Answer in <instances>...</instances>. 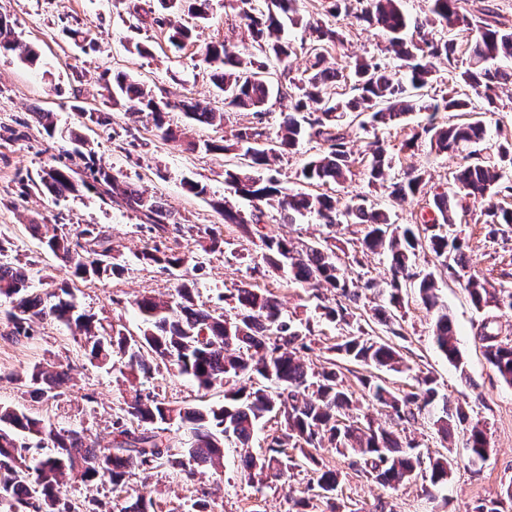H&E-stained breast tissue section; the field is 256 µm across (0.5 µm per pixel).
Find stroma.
Masks as SVG:
<instances>
[{"mask_svg": "<svg viewBox=\"0 0 512 512\" xmlns=\"http://www.w3.org/2000/svg\"><path fill=\"white\" fill-rule=\"evenodd\" d=\"M155 4L156 0H0V15L7 17L16 35L39 53L33 65L10 56L0 57V127L14 128L20 134L15 141L0 139V238L6 240L15 263L27 270L34 291L41 292L56 288L66 273L60 260L30 235L29 225L64 224L73 231L87 224L104 226L126 270L118 277L80 284L75 302L96 318L130 328L138 323L131 300L142 294L168 298L176 277L159 266L137 260V252L152 242L138 213L103 203L82 186L58 198L38 193L18 197L21 178L66 164L74 149L70 140L48 137L37 121L38 113L53 112L58 128L80 136L99 166L145 196L166 204L182 229L161 239L159 248L181 245L196 251L200 245L196 236L188 233V226L219 229L224 249L206 254L204 266L194 279L196 301L215 308L220 296L253 281L252 259L261 248L259 237L242 236L214 207L229 194L224 171L233 155L222 152L221 147L242 126L259 123L267 132L276 133L290 107L288 99L275 95L262 114L234 112L221 127L189 124L183 112L175 109L169 112L167 121L184 136L174 142L166 140L146 114L113 106L103 89L102 75L106 72L125 73L159 99L191 98L223 110L224 95L214 86L211 70L203 61L205 49L223 42L243 54L251 50L235 0H211L205 21L185 10L176 13L178 24L192 31L191 40L179 48L171 45L168 26L142 24L133 17V10L147 11ZM76 29L87 34L89 46L75 41L72 32ZM343 31V45L331 53L332 61L339 65L357 56L379 54L386 46L384 36L376 30L347 25ZM86 109L100 112L101 123L86 121L82 115ZM425 121V114L416 113L400 126L374 130L353 125L346 129L355 158H362L367 143L378 137L390 152L401 155L404 165L424 169V193L395 200L384 189L369 191L358 174L333 188V195L345 203L356 194L369 193L371 200L390 210L397 223H413L429 193L450 183L460 163L459 157L452 155L403 150L402 143L410 130ZM323 148L322 142L307 140L296 153L274 161L272 173L287 192L302 189L298 174L303 164ZM190 180L198 184V191L187 188ZM260 229L262 234L297 242L328 239L350 278L380 282L385 277L383 256L369 255L358 262L353 259L363 225L328 227L313 215L284 224L276 222L268 208ZM457 230L467 244L471 269L487 273L494 287L512 290V231L493 234L491 226L483 223L481 207L476 203L462 216ZM263 283L281 300L285 314L313 324L315 334L306 360L325 355L327 347L336 343L338 331L333 323L321 318L311 290L276 276L264 278ZM403 296L404 304L397 312L402 335L394 344L411 370L384 373V380L393 388L407 390L415 387L416 376L433 375L440 395L467 403L471 420L485 429L490 440L489 456L478 466H471L462 436L445 444L429 421L419 419L405 425L406 435L419 442L422 452L435 455L447 451L458 461L443 490V499L426 496L417 481L395 488L380 486L356 474L349 457L330 447L318 453L322 467L339 474L344 500L352 512H372L378 504L385 505L387 512H473L476 506L490 501L495 502L498 512H512V499L503 493L512 485V387L500 381L476 338L483 318L490 316L501 338L512 340V311L491 307L478 312L454 277H442L439 296L448 306L466 361V369L461 372L434 345L431 315L422 302L410 290ZM8 331L7 323L0 320V403L33 412L58 427L84 431L101 445H109L112 419L123 392L132 383L119 370L108 371L91 363L73 336L54 322L41 323L30 339H13ZM38 362L67 369L60 397H40L25 386L27 373ZM134 384L175 405L219 403L224 399L223 389L206 393L193 380L168 373L140 378ZM238 467V455L229 450L224 454L222 473H213L204 466L194 479L186 481L163 471L150 477L136 471L126 478L127 490L156 500L165 512H188L196 501L205 503L208 512H288L290 500L308 496L314 478L313 471L303 466L292 470L288 483L256 486L241 480Z\"/></svg>", "mask_w": 512, "mask_h": 512, "instance_id": "35a3bbf8", "label": "stroma"}]
</instances>
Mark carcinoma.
I'll return each instance as SVG.
<instances>
[{
    "label": "carcinoma",
    "mask_w": 512,
    "mask_h": 512,
    "mask_svg": "<svg viewBox=\"0 0 512 512\" xmlns=\"http://www.w3.org/2000/svg\"><path fill=\"white\" fill-rule=\"evenodd\" d=\"M239 14L250 36L253 52L241 57L224 43L207 46L204 62L213 71L216 87L224 92V111L216 112L190 100L174 103L188 119L202 125H221L227 113L245 110L260 114L272 93L292 104L279 131L271 138L257 126H245L234 134L233 147L243 163L227 169L224 181L234 195L263 203L277 210L288 224L296 217L314 214L327 226L363 224L360 242L364 255H383L389 279L385 288L372 279L348 278L340 257L328 244L317 242L297 248L285 237L261 236L262 252L252 272L262 277L282 272L288 282L313 290L325 289L332 304L321 306L326 320L344 331L341 343L327 347L355 362L377 370L402 372L409 369L400 351L370 335L360 323L354 304L362 292L387 294L389 306L397 308L403 290L412 287L432 315L433 339L448 362L464 369L456 331L447 305L440 301L435 272L415 270L416 251L427 245L439 266L463 285L476 311L494 306L512 311V292L496 289L488 279L468 270L463 240L455 233L459 213L471 200L483 206L484 223L512 224V209L498 205L497 197L512 196V137L496 146L494 158L485 157L480 146L486 141L485 124L475 118L489 111L500 92L512 86V28L495 20L490 6L473 16L462 10L461 0H427L422 16H413L405 0H323L324 18H306L299 0H237ZM343 18L381 32L387 40L384 55L362 57L348 72L325 65L330 51L344 44L335 19ZM308 33L307 76L290 79L272 90L267 61L288 62L293 46L284 37L285 27ZM474 26L478 36L467 45L460 59L455 30ZM0 52L35 64L38 54L15 36L10 21L0 16ZM448 68L452 90L435 93L437 82L432 60ZM108 97L115 106L144 112L155 128L170 139L175 132L166 126L167 112L152 107L154 97L124 74L106 82ZM428 113L421 130L402 144L404 150L422 145L440 155H462L463 163L452 176V186L436 192L427 211L412 224H398L391 213L373 206L362 194L338 208L335 197L300 191L285 193L279 180L260 171L271 159L291 151L307 137L326 148L309 158L300 171L311 187L338 186L354 175L350 141L343 132L344 117L368 116L371 126H390L406 120L412 112ZM441 112H463L471 118L441 123ZM83 168L64 164L42 170L39 180H21V193L32 191L61 196L78 184L111 202L142 214L148 230L164 238L175 223L170 209L146 197L96 165L82 151L74 150ZM367 187H386L401 199L421 192L424 173L400 165L379 138L368 145L361 158ZM217 209L224 223L236 225L251 235V225L261 215L246 218L223 203ZM49 250L60 257L67 279L44 294L31 293L28 276L7 254L0 241V297L8 300L4 318L11 334L30 339L35 327L51 320L77 338L85 355L101 366H114V354L124 358L127 374L146 378L161 369L174 370L208 390L222 388L233 380L238 385L225 392L224 403L205 409L176 407L135 388L123 398L112 420V442L99 446L74 428H58L22 409L0 406V512H100L67 497L70 481L108 482L112 485L116 512H162L159 503L143 496L134 502L122 500L126 476L138 470L150 473L165 469L179 477H190L194 469L209 466L219 472L224 466V444H235L241 461L240 477L250 483L280 479L303 463L316 478L309 485L311 499L322 503L324 512H347L339 497V475L320 468L318 450L329 443L336 452L357 456L361 472L383 487L412 479L422 480L423 492L434 497L445 487L455 459L438 453L424 455L420 444L401 435L397 426L425 415L443 440L462 430L470 459L485 460L489 442L483 429L469 423L460 405L451 406L439 397L436 379H418L415 391H394L376 376L358 378L371 404L383 408L388 422L378 423L360 416L343 381V372L327 358L305 362L301 353L309 349L310 323L297 324L283 314L276 296L256 284L246 283L229 295L233 313L196 304L189 275L202 269L199 255L192 251L166 252L159 247L143 248L138 258L164 270H183L182 281L171 300L141 295L133 300L139 325L132 331L121 324H103L77 311L72 288L76 283L117 276L124 272L119 256L102 227L88 224L72 234L57 224H32ZM378 322L394 336L401 335L397 319L385 306L375 309ZM486 360L502 382L512 386V343L499 339L489 324L477 332ZM67 373L52 366L34 365L27 386L42 396L57 397ZM280 419L281 433L267 436V446L255 453L249 442L266 421ZM176 422L189 434L187 442L168 434Z\"/></svg>",
    "instance_id": "obj_1"
}]
</instances>
